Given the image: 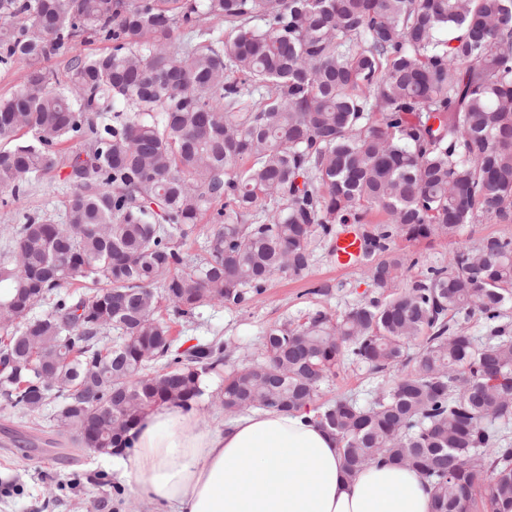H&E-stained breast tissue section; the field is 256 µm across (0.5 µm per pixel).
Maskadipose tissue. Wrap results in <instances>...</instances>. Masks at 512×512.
<instances>
[{
    "label": "adipose tissue",
    "mask_w": 512,
    "mask_h": 512,
    "mask_svg": "<svg viewBox=\"0 0 512 512\" xmlns=\"http://www.w3.org/2000/svg\"><path fill=\"white\" fill-rule=\"evenodd\" d=\"M127 466L150 512H430L431 492L398 465L348 474L335 437L306 411H263L210 430L163 405L133 430Z\"/></svg>",
    "instance_id": "adipose-tissue-1"
}]
</instances>
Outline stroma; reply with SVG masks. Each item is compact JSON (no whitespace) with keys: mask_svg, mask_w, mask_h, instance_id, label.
<instances>
[{"mask_svg":"<svg viewBox=\"0 0 512 512\" xmlns=\"http://www.w3.org/2000/svg\"><path fill=\"white\" fill-rule=\"evenodd\" d=\"M70 192L65 174L49 175L31 188L19 213L0 211V251L9 245L20 213H45L55 222H64ZM487 235L512 237V224H469L448 240L399 239L395 245L416 259L409 272L415 279L427 267L447 264L459 247ZM372 295L362 268L339 267L332 241L318 239L303 277L276 276L262 294L238 307L200 308L177 320L172 334L183 349L220 338L224 368L230 371L261 357L263 335L270 325L286 320L298 323L318 309L339 318ZM384 381L367 365L344 360L324 385L322 397L350 396L365 405ZM47 423V413L27 412L0 397V512H145L134 493L133 473L117 470L113 456L75 451L66 435L53 446L35 443V425Z\"/></svg>","mask_w":512,"mask_h":512,"instance_id":"1","label":"stroma"}]
</instances>
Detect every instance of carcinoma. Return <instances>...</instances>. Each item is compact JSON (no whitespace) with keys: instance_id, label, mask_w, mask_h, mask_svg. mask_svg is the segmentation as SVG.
<instances>
[{"instance_id":"cac0c4a2","label":"carcinoma","mask_w":512,"mask_h":512,"mask_svg":"<svg viewBox=\"0 0 512 512\" xmlns=\"http://www.w3.org/2000/svg\"><path fill=\"white\" fill-rule=\"evenodd\" d=\"M0 18L24 20L0 27V66L26 71L0 97V209L46 174L67 168L74 186L65 223L28 213L0 253L6 401L52 409L84 450H130L144 414L192 407L224 366L217 340L175 349L161 303L239 306L303 276L316 235L371 223L374 296L268 327L264 359L225 378L219 404L311 407L349 473L406 464L432 512H512V238L416 280L393 246L512 224V0H0ZM215 18L228 33L202 26ZM181 28L198 43L175 55ZM82 40L112 48L85 55ZM51 56L67 58L64 85L40 67ZM229 72L261 98L243 101ZM114 102L128 112L98 122ZM65 139L83 149L62 153ZM265 202L267 222H248ZM216 203L224 223L183 252ZM476 312L484 342L461 330ZM344 358L396 375L365 406L321 401ZM108 410L122 432L100 423Z\"/></svg>"}]
</instances>
